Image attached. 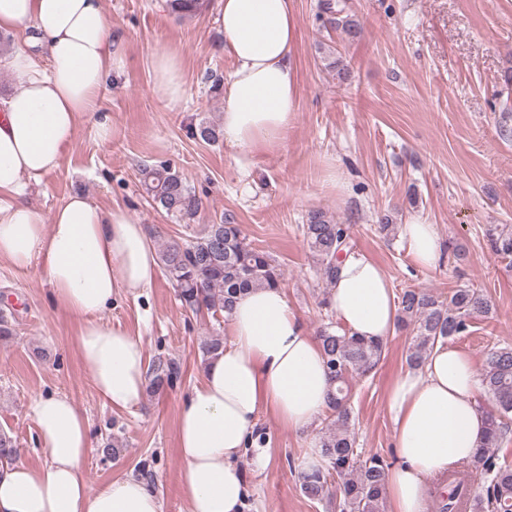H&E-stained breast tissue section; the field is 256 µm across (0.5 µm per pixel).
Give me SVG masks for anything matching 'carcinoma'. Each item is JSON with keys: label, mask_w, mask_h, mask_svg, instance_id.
Here are the masks:
<instances>
[{"label": "carcinoma", "mask_w": 512, "mask_h": 512, "mask_svg": "<svg viewBox=\"0 0 512 512\" xmlns=\"http://www.w3.org/2000/svg\"><path fill=\"white\" fill-rule=\"evenodd\" d=\"M172 13L192 17L206 7V0H169ZM323 9L331 23L351 38L357 25L343 15L339 3L326 0ZM193 138L214 142L219 128L201 124L190 128ZM140 182L153 205L186 225L200 209V199L185 178L165 163H144ZM494 255L512 257V228L491 224L485 230ZM304 236L320 279L329 283L339 272L338 261L351 251L350 231L322 210H312L304 224ZM159 263L178 291L184 309L207 311L215 320L231 317L239 296L253 288H279L284 280L281 266L266 251L246 241L238 224H205L189 242L171 239L159 251ZM491 303L482 290L462 285L448 293L444 304L429 291L407 289L398 297L397 323L411 330L412 346L406 357L410 368L423 365L439 343L468 333L471 321L486 316ZM325 365L334 389L328 399L320 446L325 457L321 469L300 472V490L311 501L323 503L330 512H385L386 477L391 464L382 457L366 456L355 448L352 417V381L372 374L383 360L386 343L338 331L328 324L318 332ZM172 369L163 364L151 368L150 388L159 390L171 380ZM481 385L493 403L487 411L488 432L475 461L464 471H450L448 486L436 496V512H512V465L495 454L508 431L512 415V344L490 348L485 354ZM480 471L483 482L473 489L471 474Z\"/></svg>", "instance_id": "carcinoma-1"}]
</instances>
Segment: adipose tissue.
Segmentation results:
<instances>
[{"instance_id":"1","label":"adipose tissue","mask_w":512,"mask_h":512,"mask_svg":"<svg viewBox=\"0 0 512 512\" xmlns=\"http://www.w3.org/2000/svg\"><path fill=\"white\" fill-rule=\"evenodd\" d=\"M221 2L226 48L236 61L224 91V137L246 153L275 150L295 110L293 0ZM28 26L33 36L0 55V69L17 82L0 97V259L41 268L56 309L81 322L78 353L97 394L111 409L130 411L144 396V346L100 315L115 297L152 284L154 243L123 208L106 211L73 194L47 219L28 199L31 186L59 167L81 117L101 141L111 138L112 116L98 97L122 63L121 48L102 0H0V32ZM400 236L419 266L436 265L434 225L414 220L401 225ZM327 303L352 334L384 340L395 333L390 279L365 255L343 258ZM229 327L230 341L206 363L177 420L187 512H242L247 488L238 459L260 413L304 430L332 390L320 342L282 289L239 298ZM478 391L471 355L446 343L394 378L387 407L401 463L387 477L390 512H423L429 484L474 460L487 427ZM28 414L45 461L0 465V512H162L158 494L138 477L89 486L82 470L93 448L89 419L68 397L37 396Z\"/></svg>"}]
</instances>
